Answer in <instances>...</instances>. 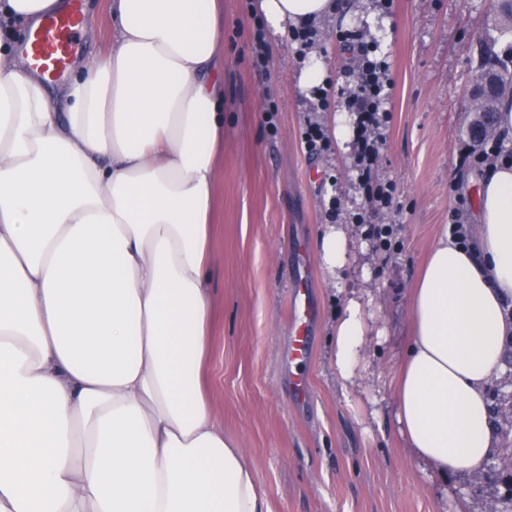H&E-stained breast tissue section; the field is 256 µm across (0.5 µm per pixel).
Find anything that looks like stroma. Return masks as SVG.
<instances>
[{
  "label": "stroma",
  "mask_w": 512,
  "mask_h": 512,
  "mask_svg": "<svg viewBox=\"0 0 512 512\" xmlns=\"http://www.w3.org/2000/svg\"><path fill=\"white\" fill-rule=\"evenodd\" d=\"M221 4L224 147L204 374L225 434L242 442L271 512H512V460L497 453L461 482L431 479L405 452L389 386L410 332V290L431 246L445 226L474 221L456 179L473 117L476 44L500 0H344L315 26V50L328 58L324 103L300 91L304 60L288 36L269 41L265 65H255L262 28L254 0ZM80 8L75 64L106 52L112 34L107 0H80ZM345 34L374 44L395 81L377 168L396 184L388 211L368 204L355 147L333 143L313 155L304 144L309 121L325 124L347 109L356 52ZM332 220L348 234L350 263L329 285L316 242ZM373 225L391 228L389 242L371 235ZM301 287L308 353L296 365L288 351ZM369 295V373L350 385L328 362L329 337L344 299Z\"/></svg>",
  "instance_id": "obj_1"
}]
</instances>
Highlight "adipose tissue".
Here are the masks:
<instances>
[{
	"instance_id": "ef3b65f1",
	"label": "adipose tissue",
	"mask_w": 512,
	"mask_h": 512,
	"mask_svg": "<svg viewBox=\"0 0 512 512\" xmlns=\"http://www.w3.org/2000/svg\"><path fill=\"white\" fill-rule=\"evenodd\" d=\"M112 46L50 89L17 28L64 0H0V512H270L201 390L210 224L224 144L220 0H108ZM283 35L341 0H255ZM474 244L441 234L410 296L390 385L410 456L439 481L484 471L489 389L512 322V160L475 181ZM325 280L343 227L317 242ZM347 299L331 365L366 369Z\"/></svg>"
}]
</instances>
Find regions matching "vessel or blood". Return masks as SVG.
Listing matches in <instances>:
<instances>
[{
  "mask_svg": "<svg viewBox=\"0 0 512 512\" xmlns=\"http://www.w3.org/2000/svg\"><path fill=\"white\" fill-rule=\"evenodd\" d=\"M78 5L68 11L44 18L30 38L29 53L33 66L43 75L56 78L68 66L74 49L73 36L81 24Z\"/></svg>",
  "mask_w": 512,
  "mask_h": 512,
  "instance_id": "obj_1",
  "label": "vessel or blood"
}]
</instances>
